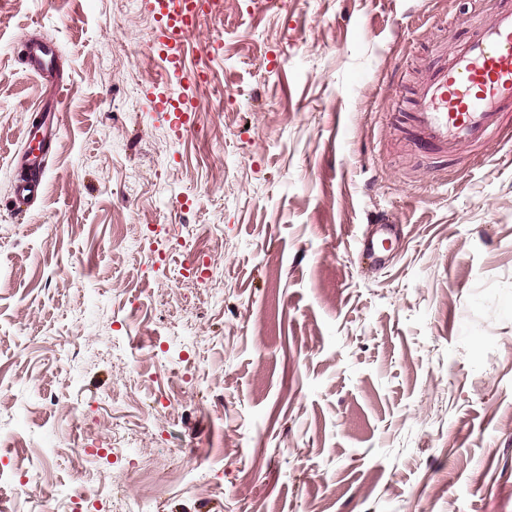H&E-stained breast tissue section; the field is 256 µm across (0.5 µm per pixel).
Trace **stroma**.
I'll return each instance as SVG.
<instances>
[{
	"mask_svg": "<svg viewBox=\"0 0 512 512\" xmlns=\"http://www.w3.org/2000/svg\"><path fill=\"white\" fill-rule=\"evenodd\" d=\"M496 3L222 0L176 77L146 0H0V470L50 475L10 512L140 493L114 440L169 474L149 512H512V142L440 161L408 123ZM27 38L69 88L18 209ZM189 91L180 132L152 99ZM112 495V502L119 504L120 508L117 512H143L140 511V502L147 501L146 498L130 499L126 497L118 498L114 495L113 489H106L101 484L84 483L75 487L60 488L57 491L58 499L61 500L62 512H68L66 503H90L97 501L105 496Z\"/></svg>",
	"mask_w": 512,
	"mask_h": 512,
	"instance_id": "stroma-1",
	"label": "stroma"
}]
</instances>
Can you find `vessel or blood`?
<instances>
[{"instance_id": "b4317fda", "label": "vessel or blood", "mask_w": 512, "mask_h": 512, "mask_svg": "<svg viewBox=\"0 0 512 512\" xmlns=\"http://www.w3.org/2000/svg\"><path fill=\"white\" fill-rule=\"evenodd\" d=\"M166 16L160 47L169 71L184 70L181 33L196 22L198 0H149ZM25 62L39 76H48L54 48L26 40ZM413 144L418 152L454 155L463 147L479 149L491 139L512 137V0H501L490 23L470 29L452 52H437L419 82L411 114ZM42 156L25 154L14 190L15 205H25L39 188Z\"/></svg>"}]
</instances>
